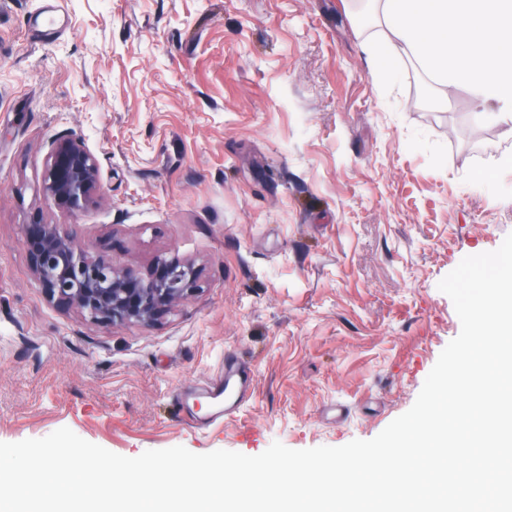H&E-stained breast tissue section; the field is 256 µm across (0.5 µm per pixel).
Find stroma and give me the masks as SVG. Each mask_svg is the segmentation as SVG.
Listing matches in <instances>:
<instances>
[{"instance_id": "stroma-1", "label": "stroma", "mask_w": 512, "mask_h": 512, "mask_svg": "<svg viewBox=\"0 0 512 512\" xmlns=\"http://www.w3.org/2000/svg\"><path fill=\"white\" fill-rule=\"evenodd\" d=\"M0 0V442L67 427L135 457L342 446L411 408L461 330L438 284L512 233V139L411 62L371 73L354 0ZM82 139L102 195L59 208L47 154ZM59 225L198 290L101 325L39 287L22 227ZM234 354L240 413L202 392ZM254 373L234 357H224V416L244 408L253 397Z\"/></svg>"}]
</instances>
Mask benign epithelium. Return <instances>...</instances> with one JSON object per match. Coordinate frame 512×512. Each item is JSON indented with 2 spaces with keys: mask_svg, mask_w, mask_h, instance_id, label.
I'll use <instances>...</instances> for the list:
<instances>
[{
  "mask_svg": "<svg viewBox=\"0 0 512 512\" xmlns=\"http://www.w3.org/2000/svg\"><path fill=\"white\" fill-rule=\"evenodd\" d=\"M43 190L71 211L99 198L98 162L82 140L62 137L52 144ZM23 243L48 298L98 324H152L198 289L199 270L190 262L159 258L144 278L113 266L97 246L80 243L56 224L23 225Z\"/></svg>",
  "mask_w": 512,
  "mask_h": 512,
  "instance_id": "obj_1",
  "label": "benign epithelium"
}]
</instances>
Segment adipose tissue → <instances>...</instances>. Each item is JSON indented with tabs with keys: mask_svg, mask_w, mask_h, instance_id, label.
Segmentation results:
<instances>
[{
	"mask_svg": "<svg viewBox=\"0 0 512 512\" xmlns=\"http://www.w3.org/2000/svg\"><path fill=\"white\" fill-rule=\"evenodd\" d=\"M379 32L364 47L372 71L416 61L443 88L465 86L482 122L512 138V0H362Z\"/></svg>",
	"mask_w": 512,
	"mask_h": 512,
	"instance_id": "obj_1",
	"label": "adipose tissue"
}]
</instances>
